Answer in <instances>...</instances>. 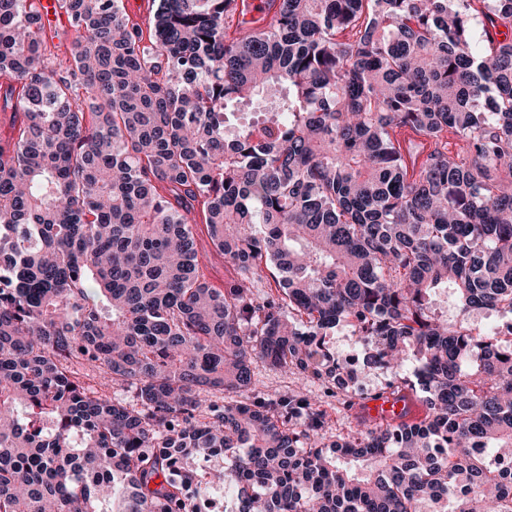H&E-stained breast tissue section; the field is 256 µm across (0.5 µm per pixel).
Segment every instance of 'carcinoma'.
Returning <instances> with one entry per match:
<instances>
[{
  "mask_svg": "<svg viewBox=\"0 0 512 512\" xmlns=\"http://www.w3.org/2000/svg\"><path fill=\"white\" fill-rule=\"evenodd\" d=\"M269 2L61 0L59 54L0 0V512H512L470 452L512 463V338L474 319L512 314V0ZM338 326L421 417L322 447L318 396H244L259 358L352 398ZM193 226L204 279L211 288L224 290V285L235 277V271L224 263V256L212 246L206 233L205 224L200 218H197V224H193ZM326 340L331 353L339 362L345 357L357 356L355 369L363 371L364 348L346 327L337 328Z\"/></svg>",
  "mask_w": 512,
  "mask_h": 512,
  "instance_id": "cac0c4a2",
  "label": "carcinoma"
}]
</instances>
